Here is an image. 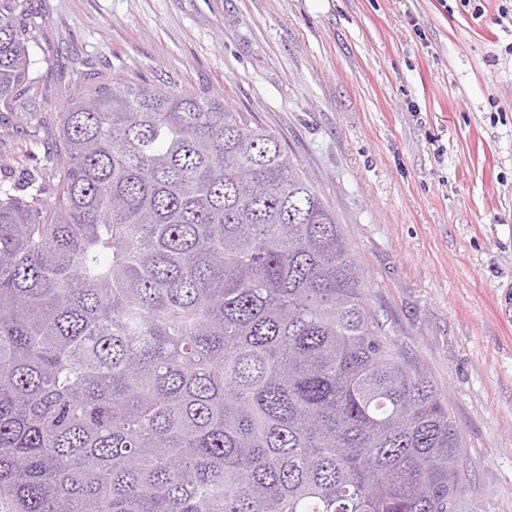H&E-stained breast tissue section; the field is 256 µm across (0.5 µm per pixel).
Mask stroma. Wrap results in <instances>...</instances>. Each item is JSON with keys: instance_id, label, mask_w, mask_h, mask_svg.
Wrapping results in <instances>:
<instances>
[{"instance_id": "35a3bbf8", "label": "stroma", "mask_w": 512, "mask_h": 512, "mask_svg": "<svg viewBox=\"0 0 512 512\" xmlns=\"http://www.w3.org/2000/svg\"><path fill=\"white\" fill-rule=\"evenodd\" d=\"M459 0H27L0 185L57 188L80 84L207 87L316 180L392 339L448 400L463 512H512V18Z\"/></svg>"}]
</instances>
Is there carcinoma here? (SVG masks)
Returning a JSON list of instances; mask_svg holds the SVG:
<instances>
[{
	"mask_svg": "<svg viewBox=\"0 0 512 512\" xmlns=\"http://www.w3.org/2000/svg\"><path fill=\"white\" fill-rule=\"evenodd\" d=\"M0 0V102L34 84ZM46 205L0 186L12 512H459L448 401L278 137L209 90L81 87Z\"/></svg>",
	"mask_w": 512,
	"mask_h": 512,
	"instance_id": "1",
	"label": "carcinoma"
}]
</instances>
